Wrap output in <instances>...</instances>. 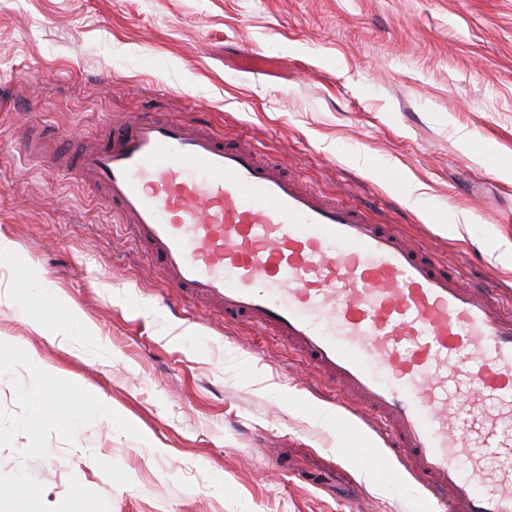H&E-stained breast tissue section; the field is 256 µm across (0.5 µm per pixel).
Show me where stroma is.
I'll list each match as a JSON object with an SVG mask.
<instances>
[{
    "instance_id": "1",
    "label": "stroma",
    "mask_w": 512,
    "mask_h": 512,
    "mask_svg": "<svg viewBox=\"0 0 512 512\" xmlns=\"http://www.w3.org/2000/svg\"><path fill=\"white\" fill-rule=\"evenodd\" d=\"M248 48L266 71L234 68ZM142 112L249 143L512 300L493 249H512V0H0V233L28 257L0 269V484L46 512H420L386 449L339 453L361 406L268 331L179 300L96 191L14 146ZM37 279L95 335L59 345L36 327L59 310L5 298ZM31 354L45 373L17 369ZM24 384L112 417L27 428ZM278 448L341 476L278 470Z\"/></svg>"
}]
</instances>
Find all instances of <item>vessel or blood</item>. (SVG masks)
<instances>
[{
    "label": "vessel or blood",
    "mask_w": 512,
    "mask_h": 512,
    "mask_svg": "<svg viewBox=\"0 0 512 512\" xmlns=\"http://www.w3.org/2000/svg\"><path fill=\"white\" fill-rule=\"evenodd\" d=\"M29 156L99 192L185 297L269 330L364 406L426 512H512V309L390 224L163 112Z\"/></svg>",
    "instance_id": "1"
}]
</instances>
